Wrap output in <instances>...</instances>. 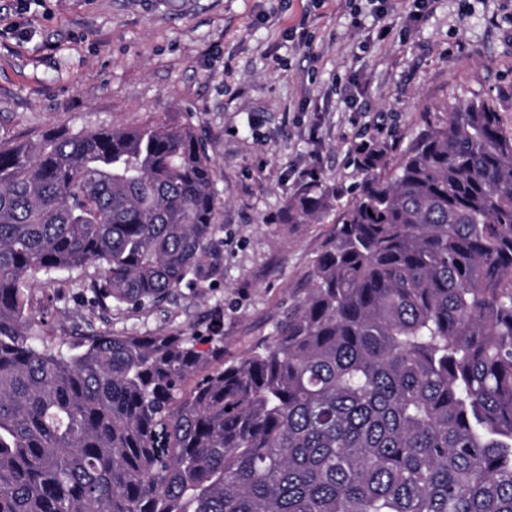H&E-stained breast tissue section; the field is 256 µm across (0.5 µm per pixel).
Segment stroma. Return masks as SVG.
Returning <instances> with one entry per match:
<instances>
[{"label":"stroma","mask_w":512,"mask_h":512,"mask_svg":"<svg viewBox=\"0 0 512 512\" xmlns=\"http://www.w3.org/2000/svg\"><path fill=\"white\" fill-rule=\"evenodd\" d=\"M342 0H0V140L48 130L191 125L216 168L223 272L205 290L93 318L95 268L31 290L40 335L87 326L152 334L204 327L224 308V358L248 354L304 297L361 175L360 144L405 148L424 110L447 99L512 100V0H433L412 20L389 0L377 37ZM306 22L310 41L288 30ZM356 84L353 103L342 96ZM333 189L328 215L277 224L312 183Z\"/></svg>","instance_id":"stroma-1"}]
</instances>
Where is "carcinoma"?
Instances as JSON below:
<instances>
[{"mask_svg": "<svg viewBox=\"0 0 512 512\" xmlns=\"http://www.w3.org/2000/svg\"><path fill=\"white\" fill-rule=\"evenodd\" d=\"M437 102L387 145L248 355L207 333L29 330L31 285L87 267L101 309L221 271L216 171L192 128L0 141V512H512V128ZM287 199L283 224L331 207Z\"/></svg>", "mask_w": 512, "mask_h": 512, "instance_id": "cac0c4a2", "label": "carcinoma"}]
</instances>
